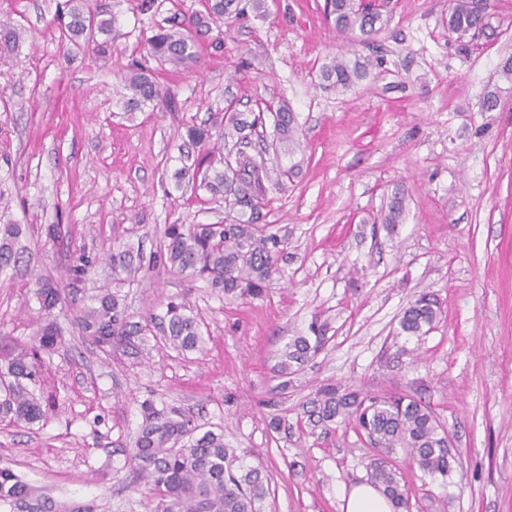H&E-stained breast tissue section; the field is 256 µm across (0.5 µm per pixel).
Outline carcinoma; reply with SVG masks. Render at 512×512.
I'll return each instance as SVG.
<instances>
[{"mask_svg":"<svg viewBox=\"0 0 512 512\" xmlns=\"http://www.w3.org/2000/svg\"><path fill=\"white\" fill-rule=\"evenodd\" d=\"M119 0H65L61 40L78 51L104 53L122 33L116 28L114 7ZM207 0L205 10L194 14L183 30L159 29L146 40L147 54L160 65L175 70L192 68L199 62L198 40L210 31V23L224 19L241 20L248 12L257 18L265 15V0ZM336 31L352 40L369 42L378 33L381 17L367 12L355 0H329ZM485 15L476 0H453L448 15V31L458 38L482 28ZM19 42L14 26L0 20V48H13ZM370 60L338 58L326 66L322 78L338 90H346L364 79ZM127 106L134 110L157 101H168L152 72L138 65L124 77ZM272 122L274 152H291L296 119L285 104L274 108L260 106L242 117L239 112H224L218 134L206 125H186L188 143L210 155L219 153V166L200 171L192 161L175 172L179 181L191 177L194 188L213 199L232 202V218L222 224H168L162 246L149 260L140 252L121 246L112 248L113 290L101 293L90 305L79 309L80 330L93 338L101 352L109 354L144 331L125 313L116 289L142 269L161 267L206 280L211 287L232 297H258L277 271L281 241L260 224L266 206L270 168L263 152L248 155L251 136ZM405 212L404 199L394 197L381 219L398 224ZM26 229L20 224H0V271L16 268L24 261L26 248L20 238ZM40 310L48 316L33 339L0 355V419L32 424L42 420L55 407L52 396H44L42 381L45 356L63 345V331L49 319L53 310L69 303V293L53 277L40 274L32 279ZM441 313L438 300L420 294L400 319L401 332L421 336ZM167 337L183 351L204 349L200 319L185 302L167 305ZM323 337L296 336L278 352L277 373L293 374L320 350ZM143 422L134 438L130 462L149 485L146 512H263L267 497L264 476L258 467L238 463L235 450L224 444V434L207 431L195 435L196 428L180 416L165 415L153 403L141 405ZM310 416L319 423L338 419L353 421L371 443L382 448H406L418 469L432 478L446 479L452 472L448 437L433 413L421 401L406 395L364 396L327 384L311 402ZM370 482L390 499L395 509L408 508V492L386 460L370 463ZM0 512H96L89 503L60 501L39 487L23 481L9 468H0Z\"/></svg>","mask_w":512,"mask_h":512,"instance_id":"obj_1","label":"carcinoma"}]
</instances>
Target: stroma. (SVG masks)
I'll use <instances>...</instances> for the list:
<instances>
[{
    "mask_svg": "<svg viewBox=\"0 0 512 512\" xmlns=\"http://www.w3.org/2000/svg\"><path fill=\"white\" fill-rule=\"evenodd\" d=\"M63 0H0L22 32L0 53V224L33 226L31 268L60 277L85 256L93 267L71 306L56 311L65 345L44 373L58 408L46 421L0 422V467L58 499L99 512H145L129 452L153 401L261 467L265 512H341V493L366 482L372 459L397 470L409 512H512V0H493L478 35L448 30V0H383L366 45L369 75L350 89L320 74L346 47L326 0H266V15L222 24L201 40L196 68L175 71L146 53L157 28L201 11L162 0L143 14L118 6L122 33L104 54L67 52L54 23ZM152 69L172 105L126 112L132 63ZM497 92L501 104L481 111ZM296 115L295 166L270 185L262 211L284 243L280 272L257 298L228 297L164 269L121 290L145 336L104 357L75 314L112 283L114 240L155 252L168 224H220L224 203L176 184L187 121L212 123L227 105L263 102ZM401 223L379 215L394 194ZM63 227L60 237L44 233ZM24 272L0 273V343L29 342L39 304ZM442 312L425 335L401 333L420 293ZM202 321L204 352L166 341L170 301ZM320 326L324 346L282 385L278 351ZM422 400L451 442L452 474L424 476L402 448L370 444L355 423L318 424L320 386Z\"/></svg>",
    "mask_w": 512,
    "mask_h": 512,
    "instance_id": "stroma-1",
    "label": "stroma"
}]
</instances>
